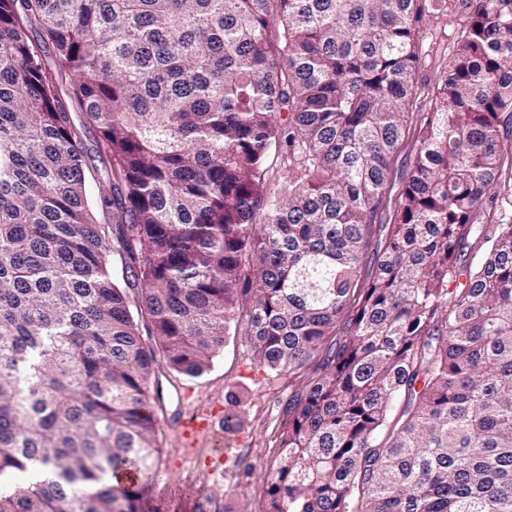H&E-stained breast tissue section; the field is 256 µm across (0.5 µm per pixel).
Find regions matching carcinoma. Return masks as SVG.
I'll return each instance as SVG.
<instances>
[{
	"label": "carcinoma",
	"instance_id": "cac0c4a2",
	"mask_svg": "<svg viewBox=\"0 0 512 512\" xmlns=\"http://www.w3.org/2000/svg\"><path fill=\"white\" fill-rule=\"evenodd\" d=\"M421 2L0 0V512H150L157 357L232 324L297 381L262 512H512V0H460L393 199ZM72 113L73 120L77 126H80L82 129V138L84 141V146L88 152L89 158H86L88 167L91 173L94 175V167L102 168V160L104 159L106 162V156L100 148L99 139L97 137L96 129L93 126L86 125V128L82 127L83 123V114L80 113L79 109H76ZM289 165L294 167V177L304 179L305 170L300 160H294L288 155V146L284 142L280 147L273 148L267 155L264 167L266 168L264 191L267 196H287L288 179L286 175ZM411 151L412 145L407 143L396 157L392 179V198L396 197L398 190L402 188L403 183L408 177L411 168ZM510 178V168H504L501 178V185L494 186L490 194L494 193L492 203L489 204L488 209L491 211V216L499 215L500 213L512 214V181H510V190L508 188V180ZM503 183L506 184L503 187ZM491 206V207H490ZM498 213V214H497Z\"/></svg>",
	"mask_w": 512,
	"mask_h": 512
}]
</instances>
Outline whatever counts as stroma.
<instances>
[{
    "mask_svg": "<svg viewBox=\"0 0 512 512\" xmlns=\"http://www.w3.org/2000/svg\"><path fill=\"white\" fill-rule=\"evenodd\" d=\"M465 20L459 0H426L416 43L415 89L402 107L409 129L419 127L432 111L437 86L461 44ZM265 168L269 196L287 195V173H305L294 166L284 145L269 152ZM156 380L161 397L154 407L160 476L148 488L155 512H260L267 476L278 459L275 441L290 393L287 376L261 367L248 336L240 331L226 336L202 376L188 377L163 364ZM181 388L190 391V403L214 410L220 420L217 433L200 441L194 462L172 425L181 412ZM220 449L230 456V470L216 484L203 463Z\"/></svg>",
    "mask_w": 512,
    "mask_h": 512,
    "instance_id": "stroma-1",
    "label": "stroma"
}]
</instances>
